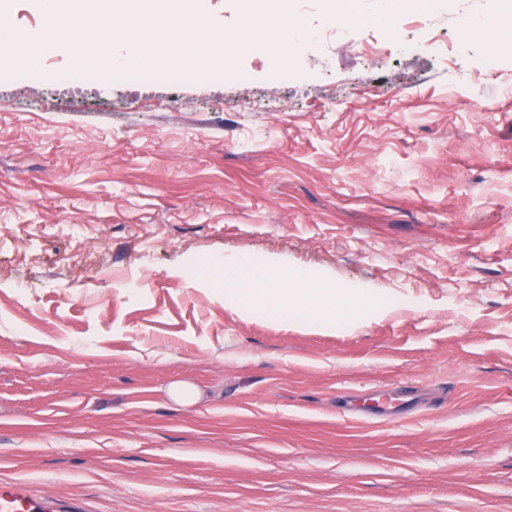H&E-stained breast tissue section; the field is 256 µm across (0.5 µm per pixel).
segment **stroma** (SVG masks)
Here are the masks:
<instances>
[{"label": "stroma", "mask_w": 512, "mask_h": 512, "mask_svg": "<svg viewBox=\"0 0 512 512\" xmlns=\"http://www.w3.org/2000/svg\"><path fill=\"white\" fill-rule=\"evenodd\" d=\"M361 3L286 0L313 79L241 47L221 80L25 85L0 48V480L89 512H512V63L457 43L512 0H398L401 43ZM214 257L391 309L241 316Z\"/></svg>", "instance_id": "1"}]
</instances>
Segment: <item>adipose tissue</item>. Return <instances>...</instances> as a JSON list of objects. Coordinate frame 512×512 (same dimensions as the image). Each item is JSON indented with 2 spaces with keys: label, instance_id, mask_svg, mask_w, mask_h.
Instances as JSON below:
<instances>
[{
  "label": "adipose tissue",
  "instance_id": "ef3b65f1",
  "mask_svg": "<svg viewBox=\"0 0 512 512\" xmlns=\"http://www.w3.org/2000/svg\"><path fill=\"white\" fill-rule=\"evenodd\" d=\"M224 302L240 315L258 310L292 311L298 327L333 329L352 326L380 309L369 293L336 287L322 278L288 274L270 266L236 278L225 289Z\"/></svg>",
  "mask_w": 512,
  "mask_h": 512
}]
</instances>
